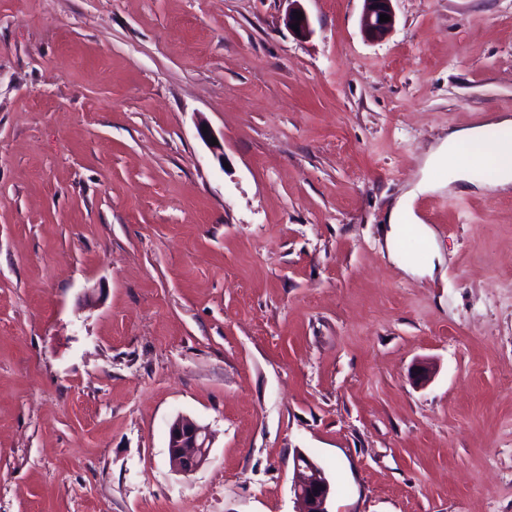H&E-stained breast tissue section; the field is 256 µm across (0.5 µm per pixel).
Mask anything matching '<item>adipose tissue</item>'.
I'll list each match as a JSON object with an SVG mask.
<instances>
[{
    "mask_svg": "<svg viewBox=\"0 0 512 512\" xmlns=\"http://www.w3.org/2000/svg\"><path fill=\"white\" fill-rule=\"evenodd\" d=\"M490 165L496 172L494 184L512 185V154L486 143L482 128L450 131L444 142L426 159L425 170H447L449 184L471 183L473 167Z\"/></svg>",
    "mask_w": 512,
    "mask_h": 512,
    "instance_id": "1",
    "label": "adipose tissue"
}]
</instances>
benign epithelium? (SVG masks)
I'll return each mask as SVG.
<instances>
[{"label":"benign epithelium","mask_w":512,"mask_h":512,"mask_svg":"<svg viewBox=\"0 0 512 512\" xmlns=\"http://www.w3.org/2000/svg\"><path fill=\"white\" fill-rule=\"evenodd\" d=\"M361 28L366 37L379 40L387 35L395 24L393 0H363ZM286 18L288 25L299 23V36L312 33L308 16L302 20L294 12L303 11L300 0H288ZM390 16V21H380V15ZM212 435L208 427L189 417H178L169 426L168 454L171 469L182 475H190L208 460ZM291 489L299 505L298 512H330L331 482L325 471L305 454L299 452L294 458V475Z\"/></svg>","instance_id":"benign-epithelium-1"}]
</instances>
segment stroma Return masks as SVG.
Instances as JSON below:
<instances>
[{
  "mask_svg": "<svg viewBox=\"0 0 512 512\" xmlns=\"http://www.w3.org/2000/svg\"><path fill=\"white\" fill-rule=\"evenodd\" d=\"M301 5L0 0V512H295L299 452L330 512H512V190L416 195L433 275L385 242L512 114V0ZM361 28L366 37L374 40L382 39L395 24L393 0H363ZM380 14L390 16V21L380 22ZM464 150L468 151L467 161L463 156ZM486 165L493 166L496 172L490 186L507 187L512 184V154L502 153L494 145L487 144L481 127L450 131L444 142L426 159L421 181L397 202L392 211L387 234L389 248H394V237L399 238L403 234L402 224H417L426 242L431 240L432 231L420 223L412 209V200L417 192L440 189L447 185V182L429 180L427 174L430 170H448V187L456 183L481 187L473 181L471 171L474 166ZM212 435L208 427L189 417H177L169 426L168 454L171 469L190 475L208 460Z\"/></svg>",
  "mask_w": 512,
  "mask_h": 512,
  "instance_id": "stroma-1",
  "label": "stroma"
}]
</instances>
